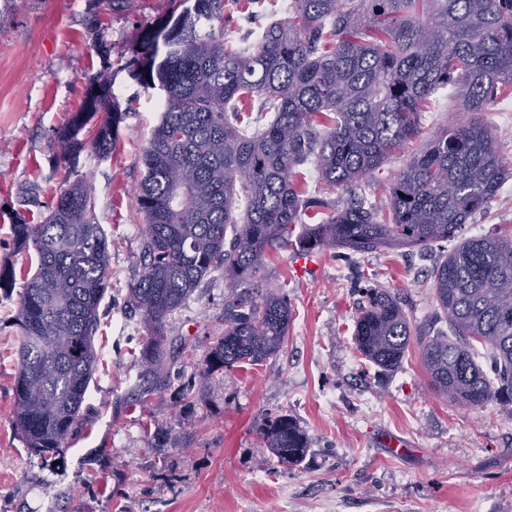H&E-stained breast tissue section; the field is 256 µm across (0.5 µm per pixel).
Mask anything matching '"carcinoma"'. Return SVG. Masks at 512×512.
<instances>
[{
  "mask_svg": "<svg viewBox=\"0 0 512 512\" xmlns=\"http://www.w3.org/2000/svg\"><path fill=\"white\" fill-rule=\"evenodd\" d=\"M180 4L176 18L147 34L139 73L163 92L142 155V268L129 288L148 330L149 372L167 370L166 322L211 274H224L230 288L211 368L257 364L281 349L291 323L284 292L269 288L258 298L238 289L258 277L266 251L294 236L303 255L424 250L457 238L512 177L493 130L470 120L440 131L412 157L385 185V208L359 193L420 135L438 90L454 89L467 113L487 111L512 90V0H292L288 17L248 47L224 40V0ZM98 88L58 131L63 155L88 145L101 158L112 155L115 113L102 116L90 140L79 138L106 108L108 79ZM257 98L271 116L254 128ZM309 163L319 175L316 196L301 170ZM334 195L343 206L330 204ZM12 241L17 253L37 257L16 316L13 424L49 462L82 425L99 308L112 288L110 244L90 181L66 180L43 222L18 219ZM431 288L450 329L420 338L434 391L469 408L511 401L512 233L462 240L433 269ZM410 336L396 293L365 289L353 332L362 359L394 370ZM262 438L287 466L306 453L305 433L287 416L268 418Z\"/></svg>",
  "mask_w": 512,
  "mask_h": 512,
  "instance_id": "carcinoma-1",
  "label": "carcinoma"
}]
</instances>
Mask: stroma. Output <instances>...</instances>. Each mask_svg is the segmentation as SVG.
Wrapping results in <instances>:
<instances>
[{
  "label": "stroma",
  "mask_w": 512,
  "mask_h": 512,
  "mask_svg": "<svg viewBox=\"0 0 512 512\" xmlns=\"http://www.w3.org/2000/svg\"><path fill=\"white\" fill-rule=\"evenodd\" d=\"M172 12L171 0H0V265L24 268L11 226L20 217L41 223L72 169L95 189L112 271L84 421L53 465L26 448L12 424L21 290L0 292V512H512V403L454 406L434 392L421 363L420 336L448 328L431 272L453 243L368 255L329 249L305 259L291 245L267 254L257 285L286 292L288 336L261 364L211 374L227 293L223 275L213 274L166 325L170 376H145L146 328L126 297L143 244L135 189L159 112L157 92L138 74L143 32ZM225 13L224 36L234 43L284 16L281 0H255L247 11L231 2ZM103 74L120 114L115 147L109 158L87 149L66 164L57 133ZM473 118L493 129L512 162V96ZM463 119L439 90L415 148ZM511 231L512 179L461 235ZM362 271L399 291L408 307L413 340L390 372L354 350ZM185 381L194 384L189 407L175 400ZM145 386L153 393L141 405ZM277 414L293 417L307 436L299 465H282L262 443L263 424ZM157 430L166 441L152 439ZM387 435L407 442L409 453L389 456Z\"/></svg>",
  "instance_id": "35a3bbf8"
}]
</instances>
